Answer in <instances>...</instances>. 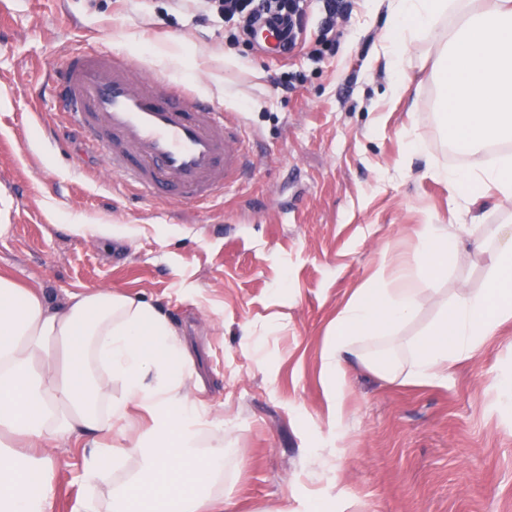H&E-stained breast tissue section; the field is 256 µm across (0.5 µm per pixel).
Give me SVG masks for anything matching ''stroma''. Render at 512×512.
<instances>
[{
	"mask_svg": "<svg viewBox=\"0 0 512 512\" xmlns=\"http://www.w3.org/2000/svg\"><path fill=\"white\" fill-rule=\"evenodd\" d=\"M166 0H0V271L52 294H143L196 350L202 395L224 417L231 512H512V323L437 385H401L351 367L347 430L329 431L321 350L329 327L387 250L417 254L422 224L461 237L512 225L495 192L457 206L431 166L494 164L512 146L466 155L449 143L437 47L415 40L400 96L377 59L385 16L349 0L330 50L322 13L288 66L235 27L170 11ZM94 46L208 94L237 113L256 165L208 204L140 199L69 131L43 86ZM421 147L407 156L404 134ZM108 224L112 236H91ZM487 253L448 260L443 295L478 289ZM250 327V342L241 339ZM81 448L59 449L55 512L83 492Z\"/></svg>",
	"mask_w": 512,
	"mask_h": 512,
	"instance_id": "1",
	"label": "stroma"
}]
</instances>
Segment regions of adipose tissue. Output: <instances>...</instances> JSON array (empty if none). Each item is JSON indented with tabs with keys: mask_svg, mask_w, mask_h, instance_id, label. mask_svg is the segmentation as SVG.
Returning <instances> with one entry per match:
<instances>
[{
	"mask_svg": "<svg viewBox=\"0 0 512 512\" xmlns=\"http://www.w3.org/2000/svg\"><path fill=\"white\" fill-rule=\"evenodd\" d=\"M380 51L403 67L409 44L448 14L434 76L450 136L469 154L512 142V0H387ZM442 179L462 200L495 190L512 199V157ZM419 254L382 261L332 324L321 352L334 424H342L346 366L357 360L391 381L429 385L512 321V230H500L486 288L445 299L432 270L457 251L445 224L416 230ZM436 318L402 335L429 301ZM185 339L142 295L91 288L62 296L0 274V512H54L56 452L83 450L85 492L73 512H229L221 491L224 418L194 393ZM127 468L104 484L110 465Z\"/></svg>",
	"mask_w": 512,
	"mask_h": 512,
	"instance_id": "ef3b65f1",
	"label": "adipose tissue"
}]
</instances>
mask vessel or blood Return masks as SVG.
<instances>
[{"instance_id": "b4317fda", "label": "vessel or blood", "mask_w": 512, "mask_h": 512, "mask_svg": "<svg viewBox=\"0 0 512 512\" xmlns=\"http://www.w3.org/2000/svg\"><path fill=\"white\" fill-rule=\"evenodd\" d=\"M286 30H256L277 51ZM51 84L69 125L84 133L128 192L204 204L235 187L254 164L241 123L207 96L141 71L131 57L100 50L67 56Z\"/></svg>"}]
</instances>
